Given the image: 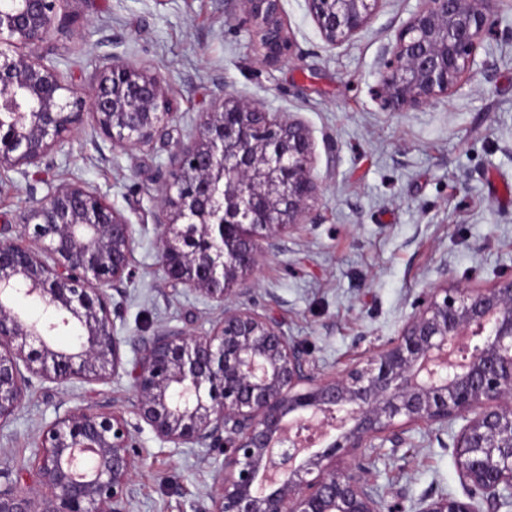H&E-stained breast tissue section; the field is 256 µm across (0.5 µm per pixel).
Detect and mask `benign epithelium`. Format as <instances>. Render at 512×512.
Instances as JSON below:
<instances>
[{
    "mask_svg": "<svg viewBox=\"0 0 512 512\" xmlns=\"http://www.w3.org/2000/svg\"><path fill=\"white\" fill-rule=\"evenodd\" d=\"M66 0H0V170L27 177L90 127L114 152L151 148L180 113L158 72L106 56L88 84L68 79L45 52L70 31ZM239 27L261 61L290 55L282 0H237ZM383 0H305L331 47L367 27ZM488 0H418L384 44L378 71L396 107L429 103L485 72L477 44L491 31ZM200 132L168 156L154 215L159 266L222 307L202 335L163 326L121 352L116 319L132 279L133 224L95 189L54 185L18 215L25 241L0 227V422L32 379L66 386L127 377L140 419L175 448L221 449L215 490L198 512H501L512 508V276L489 288L455 284L421 296L399 336L342 374L318 372L306 344L246 297L264 254L278 253L320 194L308 128L230 92L200 113ZM30 300L43 312L20 307ZM67 336L70 344H56ZM465 421L454 448L469 501L410 506L374 489L375 441L401 448L415 426ZM329 437L311 452L293 427ZM140 444L123 417L55 407L34 439L33 492L0 486V512H130L129 475Z\"/></svg>",
    "mask_w": 512,
    "mask_h": 512,
    "instance_id": "benign-epithelium-1",
    "label": "benign epithelium"
}]
</instances>
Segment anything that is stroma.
Returning a JSON list of instances; mask_svg holds the SVG:
<instances>
[{
	"label": "stroma",
	"mask_w": 512,
	"mask_h": 512,
	"mask_svg": "<svg viewBox=\"0 0 512 512\" xmlns=\"http://www.w3.org/2000/svg\"><path fill=\"white\" fill-rule=\"evenodd\" d=\"M417 0H383L349 41L322 40L304 0H283L293 42L288 58L258 59L253 38L225 13V0H69L77 22L51 57L73 81L88 79L102 55L151 66L163 78L179 122L153 148L112 153L85 129L49 157L47 182L0 173V226L20 237L18 212L47 183L96 187L134 227V279L125 336L160 327L209 330L219 307L167 282L154 226L158 189L175 145L196 135L199 115L221 90L262 103L309 128L320 195L310 223L287 234L281 252L261 257L252 276L259 311L304 341L318 369L335 375L398 336L419 296L443 282L487 287L512 275V0H491L493 29L477 48L486 73L463 90L397 110L376 94L382 45ZM119 410L144 457L130 477L132 512H196L213 474L201 448L160 443L137 414L127 379L61 388L37 380L21 409L0 424V475H15L59 401ZM408 432L398 451L369 454L379 494L416 503L445 494L466 499L454 438Z\"/></svg>",
	"instance_id": "1"
}]
</instances>
